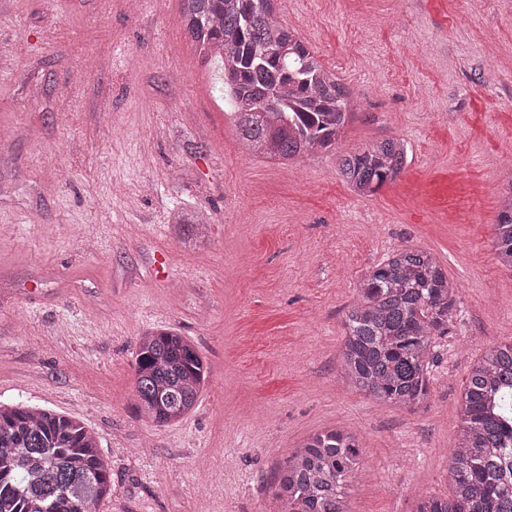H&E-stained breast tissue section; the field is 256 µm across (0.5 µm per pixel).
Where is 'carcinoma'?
Instances as JSON below:
<instances>
[{
    "label": "carcinoma",
    "instance_id": "obj_1",
    "mask_svg": "<svg viewBox=\"0 0 512 512\" xmlns=\"http://www.w3.org/2000/svg\"><path fill=\"white\" fill-rule=\"evenodd\" d=\"M277 0H181L189 47L224 66L238 139L278 164L331 150L352 118L349 95L297 33ZM409 162L402 138L362 143L338 158L348 189L361 197L395 181ZM202 215L177 212L176 236H204ZM494 247L512 269V190L502 197ZM458 288L430 251L401 247L360 279L343 321L339 379L350 390L406 410L431 394L436 342L452 335ZM136 408L156 425L183 418L208 378L195 346L176 330L146 331L135 354ZM451 494L425 497L413 512H512L506 445L512 440V342L470 366L459 403ZM363 450L337 426L288 453L270 495L271 512H351L347 489ZM112 487L94 434L74 418L0 404V512H98Z\"/></svg>",
    "mask_w": 512,
    "mask_h": 512
}]
</instances>
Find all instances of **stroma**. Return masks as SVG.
Returning <instances> with one entry per match:
<instances>
[{
  "label": "stroma",
  "instance_id": "1",
  "mask_svg": "<svg viewBox=\"0 0 512 512\" xmlns=\"http://www.w3.org/2000/svg\"><path fill=\"white\" fill-rule=\"evenodd\" d=\"M351 95L335 149L288 167L240 149L224 68L180 0H0V403L82 420L111 468L99 512H265L288 451L342 424L352 512L449 494L470 365L512 341L494 248L512 182V0H278ZM412 148L370 197L338 173L369 139ZM203 211L205 237L168 231ZM434 252L463 315L410 412L343 388L345 310L394 249ZM170 277L155 278L161 254ZM174 328L208 379L164 426L135 408L145 330Z\"/></svg>",
  "mask_w": 512,
  "mask_h": 512
}]
</instances>
